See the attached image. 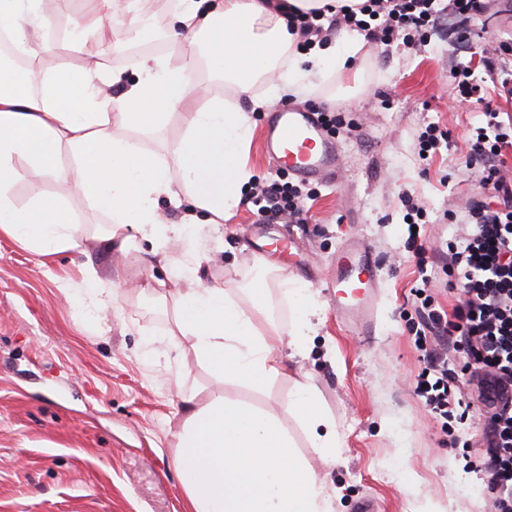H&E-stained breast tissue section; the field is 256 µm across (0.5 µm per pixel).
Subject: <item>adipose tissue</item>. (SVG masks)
<instances>
[{
	"instance_id": "obj_1",
	"label": "adipose tissue",
	"mask_w": 512,
	"mask_h": 512,
	"mask_svg": "<svg viewBox=\"0 0 512 512\" xmlns=\"http://www.w3.org/2000/svg\"><path fill=\"white\" fill-rule=\"evenodd\" d=\"M87 2L75 23L80 32L97 33L120 12L130 28L142 27L140 0ZM359 2L177 0L170 36L183 53L176 65L141 55L112 73L99 60L21 73L0 60V237L44 257L83 252L93 242L105 254L131 255L141 264L157 256L175 271L141 281L121 264L105 277L91 272L82 283L64 280L60 286L88 320L110 308L121 289L171 307L170 341L212 379L206 395H181L185 418L173 466L190 512H334L340 494L300 452L285 422L293 417L323 463L335 464L341 437L308 376L294 379L281 409L253 406L225 390L229 384L269 390L285 373L281 345L308 356L318 314L308 284L284 279L296 308L289 331H282L269 312L263 276L244 289L203 282V256L191 242L197 215L222 224L250 188L245 153L255 124L241 100L260 79L271 78L275 95L297 97L315 93L328 73L347 85L358 80L351 63L358 44L343 34L329 42L304 40L294 16ZM52 18L47 0H0V34L27 57L50 50ZM201 39L210 70L235 86L233 96L201 97L200 60L191 50ZM177 106L183 134L170 156L147 151L112 128L117 114L127 126L160 132ZM29 169L54 182L57 193L36 188L18 204L14 190ZM72 195L104 214L106 223H80L69 207ZM163 197L175 204L188 199L192 210L182 222L167 221L159 206ZM142 235L153 239L152 255L142 253Z\"/></svg>"
}]
</instances>
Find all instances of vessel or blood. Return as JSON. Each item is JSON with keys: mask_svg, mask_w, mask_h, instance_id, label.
I'll return each mask as SVG.
<instances>
[{"mask_svg": "<svg viewBox=\"0 0 512 512\" xmlns=\"http://www.w3.org/2000/svg\"><path fill=\"white\" fill-rule=\"evenodd\" d=\"M264 146L277 166L300 180L324 182L337 177L341 149L314 111L284 104L276 106L264 129ZM328 285L335 290L332 306L337 317L359 335H372L379 276L363 237L345 240Z\"/></svg>", "mask_w": 512, "mask_h": 512, "instance_id": "b4317fda", "label": "vessel or blood"}]
</instances>
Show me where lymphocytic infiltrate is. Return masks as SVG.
Here are the masks:
<instances>
[{
  "label": "lymphocytic infiltrate",
  "mask_w": 512,
  "mask_h": 512,
  "mask_svg": "<svg viewBox=\"0 0 512 512\" xmlns=\"http://www.w3.org/2000/svg\"><path fill=\"white\" fill-rule=\"evenodd\" d=\"M435 0H366L360 9L343 6L329 27L357 29L367 40L387 45H424L439 31ZM486 117L471 139L468 165H480L479 195L467 203L451 248L435 251L436 263L452 269L463 299L445 315L421 314L435 346L424 356L416 386L435 417L447 418L454 403L448 364L463 355L473 404L484 413L478 468L489 477L490 512H512V175L503 170L507 145L500 112L483 101ZM303 191L292 183L260 188L258 219L276 223L304 213Z\"/></svg>",
  "instance_id": "1"
}]
</instances>
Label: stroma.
I'll list each match as a JSON object with an SVG mask.
<instances>
[{"mask_svg": "<svg viewBox=\"0 0 512 512\" xmlns=\"http://www.w3.org/2000/svg\"><path fill=\"white\" fill-rule=\"evenodd\" d=\"M170 17L165 0H149V27L141 34L107 20L106 28L118 32L111 54L103 55L107 69L126 67V57L114 53L122 44L161 41L173 55ZM348 37L361 45L358 92L341 96L328 75L319 95L294 101L300 109L322 104L342 111L335 137L344 167L337 181L317 184L305 223L288 225L290 241L264 257L246 232L257 218L253 199L220 230L198 229V248L208 257L205 280L242 286L264 273L281 329L291 322L283 277L307 282L323 308L309 358L282 347L288 375L269 394L238 386L227 392L256 406L283 405L293 379L310 376L342 437L337 463L318 468L341 493L336 512H357L368 499L379 512L427 505L434 512H489L490 495L475 471L478 451L464 444L480 425L478 414L445 429L415 393L424 367L418 309L426 300L450 312L461 301L453 276L433 266L432 251L453 240L444 211L462 212L479 190L478 172L466 168L465 157L472 129L485 118L481 106L450 105L458 59L447 36L418 49L369 44L357 31ZM101 49L95 36L71 33L35 63L40 70L79 66ZM266 115L252 114L248 165L257 188L286 180L262 153ZM431 122L447 129L448 142L424 160L420 135ZM405 192L427 209L420 252L407 242ZM355 235L368 241L379 265L375 332L367 338L340 324L325 286L339 248ZM84 261L76 251L48 260L0 238V512H188L172 465L183 417L178 390L211 379L202 368L184 366L165 336L168 316L150 300L121 297L112 313L84 320L58 288L60 277L76 275ZM419 284L420 298L413 291ZM149 337L157 341L150 358L142 349Z\"/></svg>", "mask_w": 512, "mask_h": 512, "instance_id": "stroma-1", "label": "stroma"}]
</instances>
